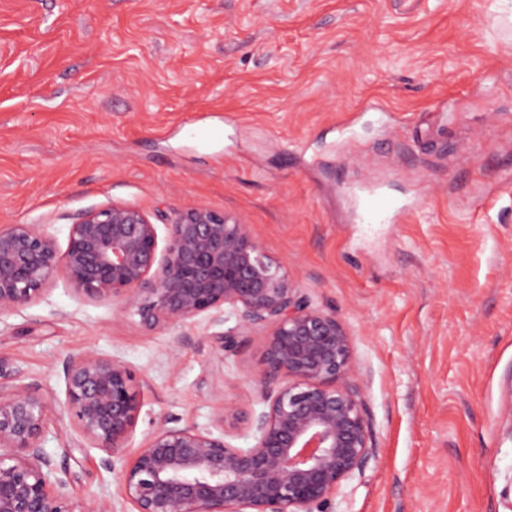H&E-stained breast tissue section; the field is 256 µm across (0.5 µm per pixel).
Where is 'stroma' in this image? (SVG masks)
Here are the masks:
<instances>
[{
    "label": "stroma",
    "instance_id": "35a3bbf8",
    "mask_svg": "<svg viewBox=\"0 0 512 512\" xmlns=\"http://www.w3.org/2000/svg\"><path fill=\"white\" fill-rule=\"evenodd\" d=\"M371 187L397 223L354 206ZM110 203L251 224L344 324L375 454L326 512H512V0H0V226L63 249ZM210 333L146 332L62 276L0 314L73 500L132 509L62 407L86 351L136 376L130 448L167 418L253 446L221 416L262 411L265 332L228 354Z\"/></svg>",
    "mask_w": 512,
    "mask_h": 512
}]
</instances>
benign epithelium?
<instances>
[{
  "label": "benign epithelium",
  "mask_w": 512,
  "mask_h": 512,
  "mask_svg": "<svg viewBox=\"0 0 512 512\" xmlns=\"http://www.w3.org/2000/svg\"><path fill=\"white\" fill-rule=\"evenodd\" d=\"M91 298H122L147 331L236 316L211 334L231 350L266 331L259 392L265 410L234 406L255 444L238 448L225 430L164 420L118 473L133 512H313L361 474L374 455L371 423L352 381L351 336L336 314L296 295L288 273L254 239L251 225L196 205L166 225L110 204L70 225L66 250L44 225L0 227V313L41 296L58 275ZM64 409L80 434L122 458L143 407L132 371L89 351L67 359ZM49 402L37 382L0 379V512H112L70 496L65 468L42 448Z\"/></svg>",
  "instance_id": "obj_1"
}]
</instances>
